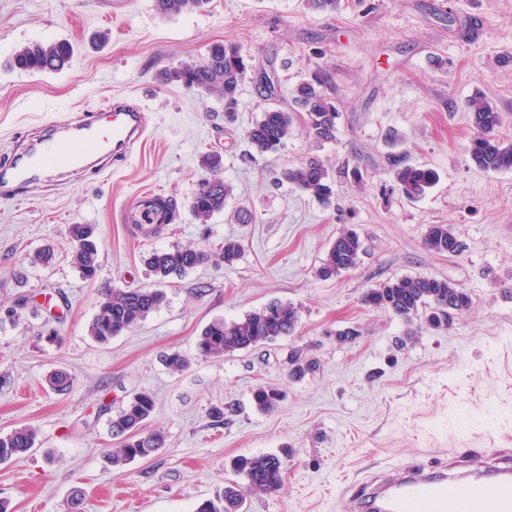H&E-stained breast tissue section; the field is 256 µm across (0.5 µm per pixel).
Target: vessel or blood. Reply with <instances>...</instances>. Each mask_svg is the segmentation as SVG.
Returning a JSON list of instances; mask_svg holds the SVG:
<instances>
[{"instance_id":"b4317fda","label":"vessel or blood","mask_w":512,"mask_h":512,"mask_svg":"<svg viewBox=\"0 0 512 512\" xmlns=\"http://www.w3.org/2000/svg\"><path fill=\"white\" fill-rule=\"evenodd\" d=\"M150 118L137 96H113L92 110L54 121L51 132L0 162V200L16 199L33 184L51 185L57 171L107 175L139 150ZM177 218L173 202L154 191L128 201L120 221L150 239ZM360 512H447L460 500L466 512H512V448L474 451L437 465L403 464L350 485Z\"/></svg>"}]
</instances>
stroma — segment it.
I'll return each mask as SVG.
<instances>
[{"label": "stroma", "instance_id": "obj_1", "mask_svg": "<svg viewBox=\"0 0 512 512\" xmlns=\"http://www.w3.org/2000/svg\"><path fill=\"white\" fill-rule=\"evenodd\" d=\"M61 40L74 47L63 71L8 68L20 46ZM216 42L250 57L231 122L217 100L159 80ZM321 68L341 113L335 140L316 142L299 125L277 152L253 154L245 132L265 107L258 83L274 79L284 108ZM478 91L502 114L500 138L512 141V0H340L333 12L306 0H210L171 18L156 14L154 0H0V159L19 136L112 95L137 94L152 116L142 151L108 176L0 201V433L37 431L26 456L0 463V500L11 512H62L78 487L84 512H195L235 480V458L275 453L283 485L251 496L248 512H352L345 486L376 467L511 444L512 171L483 172L468 157L465 103ZM401 151L439 175L420 200L393 187L387 156ZM208 153L222 155L232 194L200 224L190 201ZM309 157L328 166L334 207L281 179ZM147 189L170 196L179 221L140 240L118 214ZM73 224L96 228L98 280H83L70 261ZM431 224L453 225L463 252L426 249ZM348 229L364 243L360 264L319 278ZM227 238L242 245L233 265L211 261L172 279L166 303L109 343L89 336L103 285L155 287L150 252ZM47 245L52 265L33 264ZM402 276L449 280L472 305L448 330L425 327L396 346L406 325L362 296ZM272 301L297 308L294 336L199 356L207 324ZM347 328L356 337L338 342ZM295 346L320 364L299 380L288 375ZM175 351L189 359L185 371L166 367ZM58 368L73 378L64 395L44 388ZM260 385L285 392L278 411L255 410ZM138 391L154 395L150 425L166 445L117 469L108 420ZM228 403L235 412L213 421L211 407Z\"/></svg>", "mask_w": 512, "mask_h": 512}]
</instances>
